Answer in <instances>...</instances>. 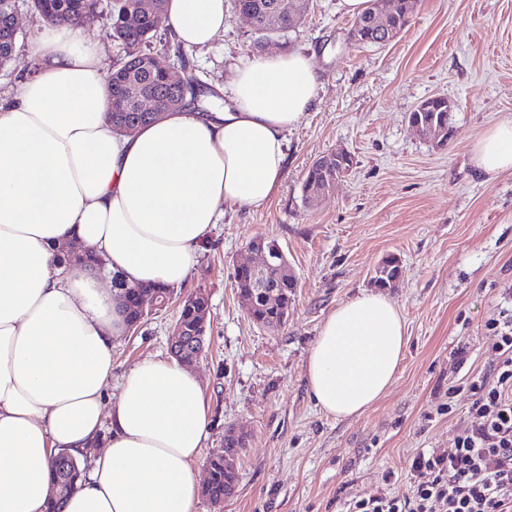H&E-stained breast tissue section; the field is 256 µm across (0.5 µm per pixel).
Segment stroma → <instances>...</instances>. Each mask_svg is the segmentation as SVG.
<instances>
[{
	"instance_id": "1",
	"label": "stroma",
	"mask_w": 512,
	"mask_h": 512,
	"mask_svg": "<svg viewBox=\"0 0 512 512\" xmlns=\"http://www.w3.org/2000/svg\"><path fill=\"white\" fill-rule=\"evenodd\" d=\"M338 2L306 0L299 31L265 49L311 56L321 82L316 106L287 134L277 194L259 209L224 206L197 266L174 291L180 298L199 289L210 302L194 368L211 418L199 479L208 457L223 451L228 427L248 439L222 512H347L365 494L410 495L414 456L447 450L471 426L461 384L499 362L488 324L512 316V170L488 181L471 162L472 142L512 115V0H419L401 34L376 46L349 41L355 19ZM17 7L22 38L0 70L5 89L32 71L41 33L27 0ZM256 39L229 10L223 34L192 50L189 69L210 90H229ZM439 95L456 104L455 134L440 149L407 119ZM340 148L352 169L329 195L304 204L306 172ZM258 236L279 243L298 279L288 321L274 328L250 320L235 283L236 264ZM388 256L399 261L400 281L386 294L407 326L404 357L378 402L336 419L311 399L306 359L327 315L373 290ZM176 318L169 305L115 341L107 404L138 361L169 359ZM446 403L451 413L440 414Z\"/></svg>"
}]
</instances>
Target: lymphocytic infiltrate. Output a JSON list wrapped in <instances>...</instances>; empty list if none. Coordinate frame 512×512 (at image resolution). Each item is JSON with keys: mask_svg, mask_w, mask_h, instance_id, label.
<instances>
[{"mask_svg": "<svg viewBox=\"0 0 512 512\" xmlns=\"http://www.w3.org/2000/svg\"><path fill=\"white\" fill-rule=\"evenodd\" d=\"M493 329L502 360L467 381L477 425L444 453L414 458L411 496L370 495L350 512H512V323Z\"/></svg>", "mask_w": 512, "mask_h": 512, "instance_id": "1", "label": "lymphocytic infiltrate"}]
</instances>
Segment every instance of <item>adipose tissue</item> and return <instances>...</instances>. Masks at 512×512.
I'll use <instances>...</instances> for the list:
<instances>
[{"mask_svg":"<svg viewBox=\"0 0 512 512\" xmlns=\"http://www.w3.org/2000/svg\"><path fill=\"white\" fill-rule=\"evenodd\" d=\"M227 20L226 0L167 3L189 49ZM33 53L34 71L0 93V512H46L48 461L63 450L88 463L64 512H193L209 426L202 386L178 363L145 358L106 408L113 344L127 330L106 281L179 287L221 205L267 204L319 77L300 52L255 56L236 68L223 110L171 111L126 134L106 112L104 48L83 28L44 27ZM472 161L489 180L512 170V116L474 142ZM73 243L101 267L66 264ZM406 344L386 296L340 304L306 361L316 406L362 414L393 384Z\"/></svg>","mask_w":512,"mask_h":512,"instance_id":"obj_1","label":"adipose tissue"}]
</instances>
